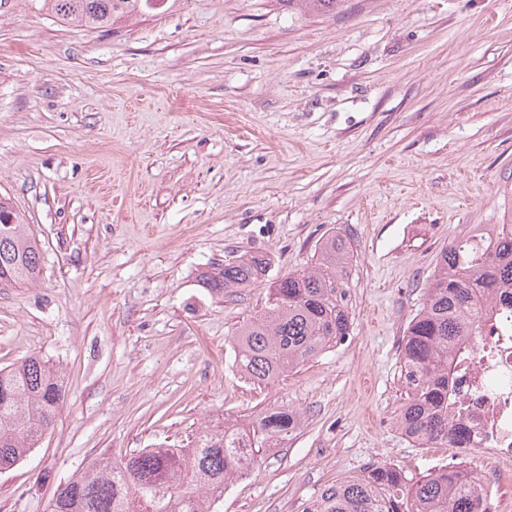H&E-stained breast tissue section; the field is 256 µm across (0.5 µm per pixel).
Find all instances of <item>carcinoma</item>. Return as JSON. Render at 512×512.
<instances>
[{"label":"carcinoma","instance_id":"cac0c4a2","mask_svg":"<svg viewBox=\"0 0 512 512\" xmlns=\"http://www.w3.org/2000/svg\"><path fill=\"white\" fill-rule=\"evenodd\" d=\"M178 0H41L56 18L91 29L123 18L167 10ZM342 0H288L319 14ZM354 253L332 232L318 242L311 266L269 285L265 309L234 336L240 372L269 384L343 342L351 327L349 278ZM270 259L246 255L202 274L216 294L232 295L267 281ZM42 274L41 248L10 199L0 197V287L22 285ZM512 289V224H500L444 249L428 283L425 302L402 344L400 380L406 404L404 432L423 443L453 440L459 380L456 358L495 320L492 298ZM65 396L63 378L49 362L29 356L0 369V470L21 462L54 423ZM297 426L295 415L272 409L257 422L232 421L197 432L188 448H142L120 459L104 457L69 480L50 512H218L224 489L258 464ZM474 473L462 464L442 466L414 480L397 466L373 463L361 474L321 494L309 512H480Z\"/></svg>","mask_w":512,"mask_h":512}]
</instances>
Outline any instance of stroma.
<instances>
[{
    "mask_svg": "<svg viewBox=\"0 0 512 512\" xmlns=\"http://www.w3.org/2000/svg\"><path fill=\"white\" fill-rule=\"evenodd\" d=\"M36 3L0 0V195L43 257L36 284L0 288V368L60 364L65 398L0 471V512L278 407L297 427L220 512H308L373 462L490 469L405 435L399 365L441 251L512 222V0H185L109 31ZM331 229L356 260L350 335L254 384L233 339L268 288L229 300L200 274L246 253L304 269Z\"/></svg>",
    "mask_w": 512,
    "mask_h": 512,
    "instance_id": "obj_1",
    "label": "stroma"
}]
</instances>
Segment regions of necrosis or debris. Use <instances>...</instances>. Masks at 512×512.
Wrapping results in <instances>:
<instances>
[{"mask_svg": "<svg viewBox=\"0 0 512 512\" xmlns=\"http://www.w3.org/2000/svg\"><path fill=\"white\" fill-rule=\"evenodd\" d=\"M457 369L462 393L454 425L469 434L470 447L512 462V313L477 337Z\"/></svg>", "mask_w": 512, "mask_h": 512, "instance_id": "1", "label": "necrosis or debris"}]
</instances>
